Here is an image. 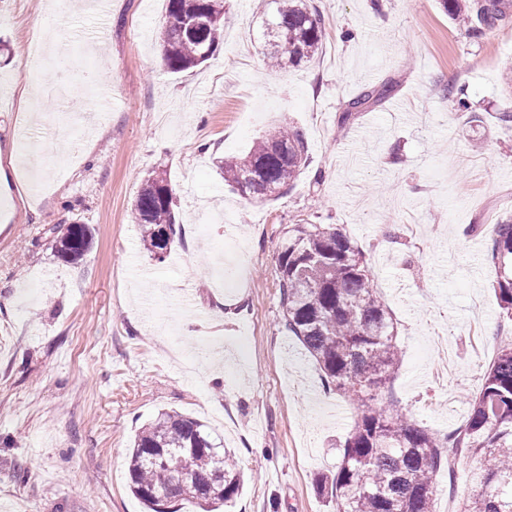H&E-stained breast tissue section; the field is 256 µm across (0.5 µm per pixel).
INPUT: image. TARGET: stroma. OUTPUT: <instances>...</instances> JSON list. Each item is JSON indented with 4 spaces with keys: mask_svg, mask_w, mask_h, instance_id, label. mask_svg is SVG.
I'll use <instances>...</instances> for the list:
<instances>
[{
    "mask_svg": "<svg viewBox=\"0 0 512 512\" xmlns=\"http://www.w3.org/2000/svg\"><path fill=\"white\" fill-rule=\"evenodd\" d=\"M0 0V162L11 134L35 142L49 193L0 191V512H144L128 489L142 423L176 410L234 449L250 477L224 512H333L316 491L357 411L282 325L276 265L294 224H335L358 245L397 326V407L445 435L496 352L512 341L490 246L512 214V11L472 37L441 0H313L325 38L311 61L267 69L258 0H226L224 42L167 72L166 0ZM59 39L25 67L28 30ZM393 91L346 124L364 88ZM465 86L468 111L445 96ZM27 95H20V87ZM39 99L38 124L27 121ZM274 123L299 126L310 163L253 202L215 160L245 154ZM165 171L182 221L165 261L132 219ZM93 230L75 264L55 241ZM472 461L440 473L433 512L474 493Z\"/></svg>",
    "mask_w": 512,
    "mask_h": 512,
    "instance_id": "1",
    "label": "stroma"
}]
</instances>
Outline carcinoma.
Segmentation results:
<instances>
[{"mask_svg":"<svg viewBox=\"0 0 512 512\" xmlns=\"http://www.w3.org/2000/svg\"><path fill=\"white\" fill-rule=\"evenodd\" d=\"M442 5L460 24L475 19L489 26L503 17L509 2L479 0L475 7L442 0ZM261 7L271 46L265 60L273 68L286 71L319 54L324 26L315 6L307 0H262ZM224 14V0H167L160 32L166 69L181 73L208 61L224 39ZM390 92L386 85L362 90L348 101L339 124ZM309 161L303 130L273 124L245 156L221 157L216 165L238 191L246 173H258L254 192L260 194L268 183L279 193L291 189ZM134 223L147 250L163 261L181 233L165 172L144 180ZM92 239L86 224L66 227L57 240L58 257L80 261ZM490 256L497 300L512 316V217L498 222ZM277 276L284 329L313 359L326 390L360 406L336 472L317 480L319 494L336 501V512H432L450 448L475 459L473 479L480 488L461 512H512V344L487 367L479 393L469 398L464 426L440 436L404 417L385 393L401 362L397 332L371 268L345 233L333 224L293 225L281 245ZM245 480L234 452L200 420L175 411L144 423L129 455L128 487L147 512H162L159 506L173 501L216 512L239 495Z\"/></svg>","mask_w":512,"mask_h":512,"instance_id":"cac0c4a2","label":"carcinoma"}]
</instances>
